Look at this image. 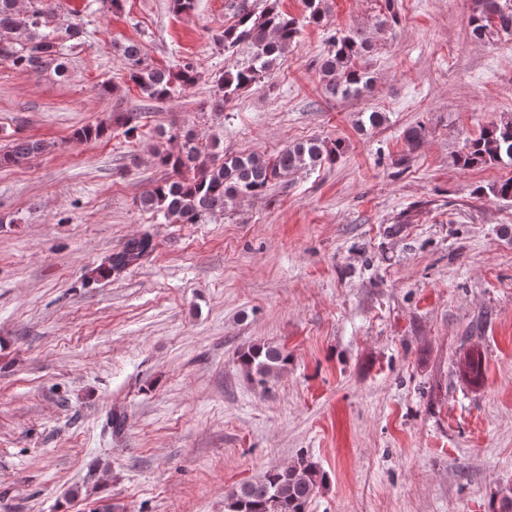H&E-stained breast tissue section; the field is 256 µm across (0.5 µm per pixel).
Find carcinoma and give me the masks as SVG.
Instances as JSON below:
<instances>
[{"instance_id":"1","label":"carcinoma","mask_w":512,"mask_h":512,"mask_svg":"<svg viewBox=\"0 0 512 512\" xmlns=\"http://www.w3.org/2000/svg\"><path fill=\"white\" fill-rule=\"evenodd\" d=\"M257 0H235V21L224 29V50L234 52L245 46L252 50L250 59L224 71L217 80L219 94L214 109H224V101L261 81L268 72L281 65L298 42L302 27L318 26L324 17L323 0H304L305 15L295 17L268 3L256 7ZM55 10L52 0H31L23 11L18 0H0V58L10 60L21 69L62 67L63 46L50 28ZM469 35L477 41H491L512 34V0H476L469 16ZM129 66V80L150 99L170 98L177 90L195 83L197 73L189 64L177 70L152 68L144 63L138 44L121 46ZM375 50V43L357 32L333 39L327 55L318 67L319 80L328 94L339 99L364 95L371 87L369 72L358 60ZM426 138L423 125L404 131L408 150L417 149ZM49 145L30 138L14 142L10 153L0 157V164H18L38 156ZM342 140L309 139L290 143L270 157L259 154H226L218 158L208 148L185 135L182 150L173 153L159 150L157 165L174 178L156 184L140 197V206L162 215L171 223L198 224L224 213L230 202L261 196L278 182L301 170L333 166L343 156ZM461 170L487 165H512V117H501L483 126L478 135L465 141L454 159ZM477 196L491 195L512 200V177L473 190ZM154 251L148 234L129 239L112 253L107 263L92 271L94 278H107L140 263ZM243 370L261 385L278 376L288 363V354L267 343L255 344L239 356ZM325 476L316 463L305 458L296 463L271 468L263 477L228 492L224 512H307L314 493Z\"/></svg>"}]
</instances>
